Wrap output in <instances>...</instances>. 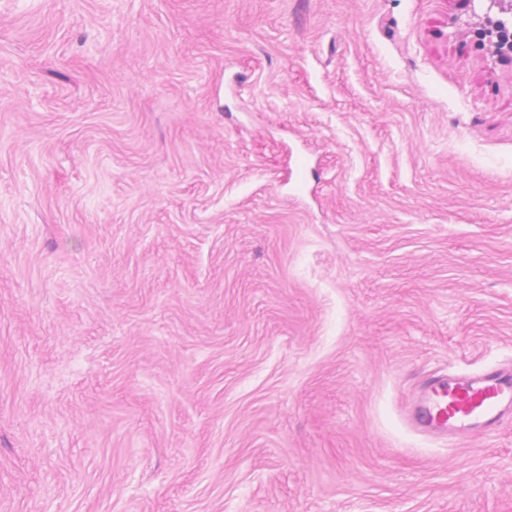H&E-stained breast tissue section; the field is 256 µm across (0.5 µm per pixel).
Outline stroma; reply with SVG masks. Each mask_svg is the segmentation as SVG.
Segmentation results:
<instances>
[{"instance_id":"1","label":"stroma","mask_w":512,"mask_h":512,"mask_svg":"<svg viewBox=\"0 0 512 512\" xmlns=\"http://www.w3.org/2000/svg\"><path fill=\"white\" fill-rule=\"evenodd\" d=\"M464 0H0V512H512V66ZM310 170L298 186L297 161ZM410 423L423 433L489 436L512 417V369L468 376L425 377L409 404Z\"/></svg>"}]
</instances>
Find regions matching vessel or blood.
Listing matches in <instances>:
<instances>
[{"instance_id": "vessel-or-blood-1", "label": "vessel or blood", "mask_w": 512, "mask_h": 512, "mask_svg": "<svg viewBox=\"0 0 512 512\" xmlns=\"http://www.w3.org/2000/svg\"><path fill=\"white\" fill-rule=\"evenodd\" d=\"M408 416L424 433L464 438L492 435L512 419V369L425 377Z\"/></svg>"}]
</instances>
